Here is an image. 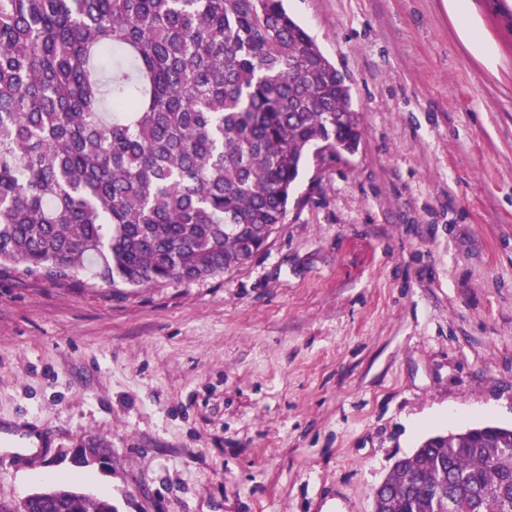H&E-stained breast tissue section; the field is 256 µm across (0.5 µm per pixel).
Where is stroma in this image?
<instances>
[{
    "instance_id": "stroma-1",
    "label": "stroma",
    "mask_w": 512,
    "mask_h": 512,
    "mask_svg": "<svg viewBox=\"0 0 512 512\" xmlns=\"http://www.w3.org/2000/svg\"><path fill=\"white\" fill-rule=\"evenodd\" d=\"M284 0L345 75L357 151L308 159L282 224L216 277L0 274V512L51 483L116 512H372L437 433L512 427V0ZM104 462L72 463L82 440ZM446 4L461 43L487 70L495 73L498 65L497 49L493 41L484 34L472 0H448Z\"/></svg>"
}]
</instances>
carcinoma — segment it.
<instances>
[{
  "label": "carcinoma",
  "instance_id": "1",
  "mask_svg": "<svg viewBox=\"0 0 512 512\" xmlns=\"http://www.w3.org/2000/svg\"><path fill=\"white\" fill-rule=\"evenodd\" d=\"M346 79L283 0H0V269L113 288L215 277L282 223ZM379 512H512V428L398 459ZM16 512H115L51 485Z\"/></svg>",
  "mask_w": 512,
  "mask_h": 512
}]
</instances>
